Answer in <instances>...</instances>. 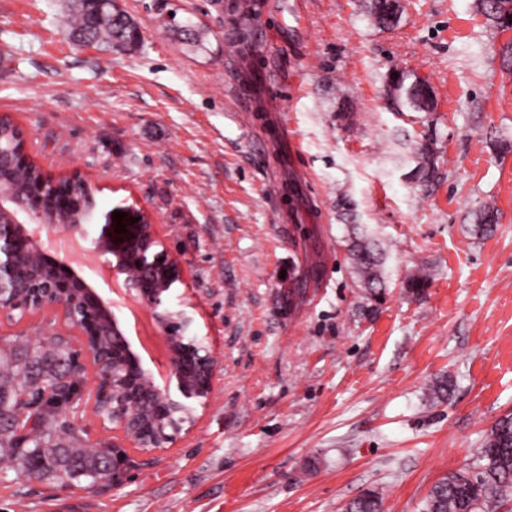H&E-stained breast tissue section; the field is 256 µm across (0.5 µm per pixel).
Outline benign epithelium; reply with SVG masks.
Instances as JSON below:
<instances>
[{
    "label": "benign epithelium",
    "mask_w": 512,
    "mask_h": 512,
    "mask_svg": "<svg viewBox=\"0 0 512 512\" xmlns=\"http://www.w3.org/2000/svg\"><path fill=\"white\" fill-rule=\"evenodd\" d=\"M14 163L31 161L28 136L19 131ZM43 184L15 198L0 193V313L11 318L56 308L77 331L73 380L75 397L66 410L91 403L97 427L112 433L106 449L112 451V481L125 477L140 455L173 447L183 425L194 420L191 402L208 395L216 374L211 351L193 348L200 340L189 335L194 304L180 298L172 304V290L182 281L181 264L159 249L157 225L142 208L121 211L126 231L115 232L114 209L104 212L100 187L83 180L85 219L57 221L56 209L68 210L66 196L45 190L58 179L43 174ZM138 222L131 223V218ZM60 230L90 242L89 252L103 260L106 274L124 276L123 293L140 305L158 335L167 378L155 381L122 324L112 301L89 283L66 259L55 257L42 231Z\"/></svg>",
    "instance_id": "benign-epithelium-1"
}]
</instances>
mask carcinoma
<instances>
[{"mask_svg": "<svg viewBox=\"0 0 512 512\" xmlns=\"http://www.w3.org/2000/svg\"><path fill=\"white\" fill-rule=\"evenodd\" d=\"M64 15L68 39L80 46L93 42L115 50L139 45L140 31L134 19L123 10L105 5V0H69ZM393 0H370V13L376 23L386 27L395 23L399 11L391 10ZM482 11L500 29L512 28V14L503 13L499 0H481ZM172 36L192 51L205 47L210 30L190 25L173 26ZM17 142L14 127L0 126V153L8 156ZM433 152L422 148L423 163L417 178L428 181L435 170ZM38 176L37 169H17L11 189L21 192ZM494 208L482 206L476 216L473 231L485 237L494 230ZM352 269L362 287L372 295L383 288L380 271L381 256L375 244L354 233L347 247ZM424 272L411 275L406 282L408 293L418 296L428 286ZM71 370V347L58 337L47 345L31 350L26 342L13 341L0 345V462L5 472H13L10 482L24 486L33 473L39 477L57 478L63 482L89 480L94 486L106 478L107 459L103 451L84 444L83 431L68 423L66 416L52 410L27 411L19 405L23 394L49 398L66 397L62 380ZM31 422L24 435H19L17 421L21 417ZM512 499V414L499 418L489 429L476 460L469 466L452 472L430 489L426 512H497ZM380 493L370 491L348 502L344 512H382Z\"/></svg>", "mask_w": 512, "mask_h": 512, "instance_id": "1", "label": "carcinoma"}]
</instances>
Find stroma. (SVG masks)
Segmentation results:
<instances>
[{
    "mask_svg": "<svg viewBox=\"0 0 512 512\" xmlns=\"http://www.w3.org/2000/svg\"><path fill=\"white\" fill-rule=\"evenodd\" d=\"M64 2L0 0V113L46 170L151 214L219 364L195 422L129 479L0 478V512H343L370 489L424 512L512 413V30L478 0H400L389 28L367 0H120L141 42L103 51L66 39ZM171 13L210 27L205 50L169 36ZM354 224L385 252L377 300L346 260ZM61 331L49 308L0 319V343Z\"/></svg>",
    "mask_w": 512,
    "mask_h": 512,
    "instance_id": "obj_1",
    "label": "stroma"
}]
</instances>
